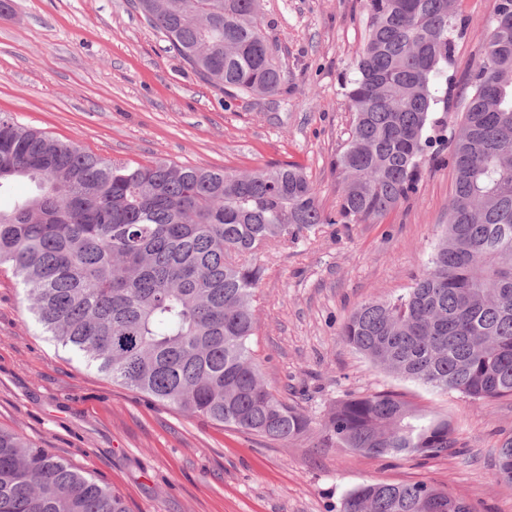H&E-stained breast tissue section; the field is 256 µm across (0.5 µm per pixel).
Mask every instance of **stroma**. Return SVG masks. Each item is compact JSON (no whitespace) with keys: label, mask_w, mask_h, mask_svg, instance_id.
Segmentation results:
<instances>
[{"label":"stroma","mask_w":512,"mask_h":512,"mask_svg":"<svg viewBox=\"0 0 512 512\" xmlns=\"http://www.w3.org/2000/svg\"><path fill=\"white\" fill-rule=\"evenodd\" d=\"M0 12V112L108 159L251 172L296 163L336 210L352 112L344 84L363 46L364 0H261L288 89L229 99L202 82L129 0H9ZM498 0H463L450 130L462 119L481 34ZM453 172L424 167L417 193L379 224H322L262 251L252 338L262 381L321 422L337 402L395 392L460 426L457 452L389 458L282 444L181 413L111 379L46 336L22 287L0 273V427L21 433L123 497L130 512H339L367 482L424 480L473 512H512L493 453L512 397L474 402L373 366L339 332L353 309L397 296L427 266L448 220Z\"/></svg>","instance_id":"stroma-1"}]
</instances>
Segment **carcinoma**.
I'll return each instance as SVG.
<instances>
[{"label": "carcinoma", "instance_id": "cac0c4a2", "mask_svg": "<svg viewBox=\"0 0 512 512\" xmlns=\"http://www.w3.org/2000/svg\"><path fill=\"white\" fill-rule=\"evenodd\" d=\"M207 84L231 99L277 96L287 75L259 0H131ZM367 36L346 84L353 112L336 162V215L294 163L249 173L111 160L0 113V208L9 267L43 330L112 382L182 412L286 443L312 420L263 384L250 338L261 269L251 262L318 224H375L443 161L449 69L467 29L459 0H365ZM453 136L446 231L396 297L361 303L340 336L374 365L475 402L512 397V0H499ZM325 448L383 457L446 455L453 421L392 393L336 404ZM512 484V434L494 448ZM0 512H128L95 476L0 428ZM340 512H473L425 481L369 483Z\"/></svg>", "mask_w": 512, "mask_h": 512}]
</instances>
